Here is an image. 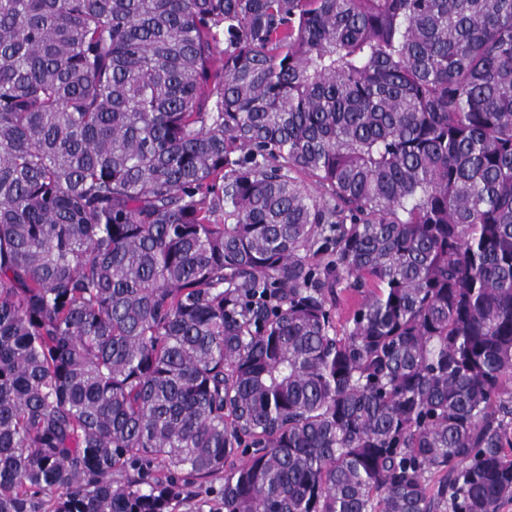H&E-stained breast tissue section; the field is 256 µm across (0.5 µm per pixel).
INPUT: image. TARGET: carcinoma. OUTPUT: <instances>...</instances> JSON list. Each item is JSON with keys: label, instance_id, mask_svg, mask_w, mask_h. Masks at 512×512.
Listing matches in <instances>:
<instances>
[{"label": "carcinoma", "instance_id": "carcinoma-1", "mask_svg": "<svg viewBox=\"0 0 512 512\" xmlns=\"http://www.w3.org/2000/svg\"><path fill=\"white\" fill-rule=\"evenodd\" d=\"M215 479L512 501V0H0V512Z\"/></svg>", "mask_w": 512, "mask_h": 512}]
</instances>
